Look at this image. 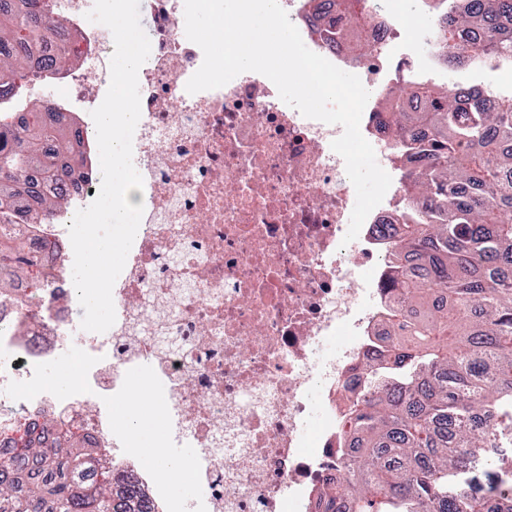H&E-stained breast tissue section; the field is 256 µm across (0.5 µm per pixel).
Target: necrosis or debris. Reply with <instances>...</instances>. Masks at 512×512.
<instances>
[{"label": "necrosis or debris", "mask_w": 512, "mask_h": 512, "mask_svg": "<svg viewBox=\"0 0 512 512\" xmlns=\"http://www.w3.org/2000/svg\"><path fill=\"white\" fill-rule=\"evenodd\" d=\"M307 47L338 68L356 71L375 95L360 130L392 183L351 243L343 238L356 193L343 158L331 148L342 126L304 117L283 102L267 77L245 72L225 86L185 89L203 52L185 35L184 0H153L148 65L140 72L141 117L133 160L143 178L142 220L113 287L116 322L109 335L82 330L73 285L74 255L64 215L94 199L92 179L57 166L56 179L29 177L23 203L42 227L31 244L56 270L48 307L32 312L0 301V406L42 375V366L83 346L81 393L42 390L23 417H0V447L50 444L72 430L111 461L126 439L106 401L140 393L169 427V447L190 443L186 472L201 488L184 512H317L349 476V407L373 393V369L391 342L394 299L387 268L393 233L408 219L398 148L417 131L396 124L380 96L405 90L413 110L412 54L393 53L407 27L389 0H358L341 14L360 35L361 52L323 37L322 12L304 0H279ZM67 19L65 44L78 57L67 71L44 67L16 80L7 107L19 127L39 96L62 118L94 110L109 75L107 30L84 26L94 0H52ZM512 70V57H490L480 77L458 83V104L494 108L512 84L481 77ZM66 198L64 215H47L40 194ZM338 349H329L335 336Z\"/></svg>", "instance_id": "1"}]
</instances>
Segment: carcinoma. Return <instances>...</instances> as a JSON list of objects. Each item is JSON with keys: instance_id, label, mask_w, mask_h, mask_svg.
Returning a JSON list of instances; mask_svg holds the SVG:
<instances>
[{"instance_id": "cac0c4a2", "label": "carcinoma", "mask_w": 512, "mask_h": 512, "mask_svg": "<svg viewBox=\"0 0 512 512\" xmlns=\"http://www.w3.org/2000/svg\"><path fill=\"white\" fill-rule=\"evenodd\" d=\"M0 7V100L28 69L24 48L41 42L65 19L39 0ZM448 17L431 48L445 61L477 65L497 48L483 15L512 20V0H472ZM469 38L468 61L456 54ZM46 68L68 70L76 57L65 47L44 50ZM427 108L407 111L387 101L392 116L425 130L405 148L420 168L408 197L414 216L399 226L388 255L397 292L391 316L392 387L379 389L344 417L354 438V470L338 495L350 512H512V463L490 460L487 448H512V100L496 112L477 103L460 111L437 86L422 92ZM22 130L0 118V299L19 278L44 283L51 273L27 249L20 227L33 217L18 204L28 173L54 172L47 146L82 162L79 126L45 120L35 106ZM430 208L417 209L422 200ZM37 472L21 477L0 461V512H154L142 489L110 466H94L93 449L76 434L52 446L18 451ZM495 465L496 480L476 495L467 475Z\"/></svg>"}]
</instances>
